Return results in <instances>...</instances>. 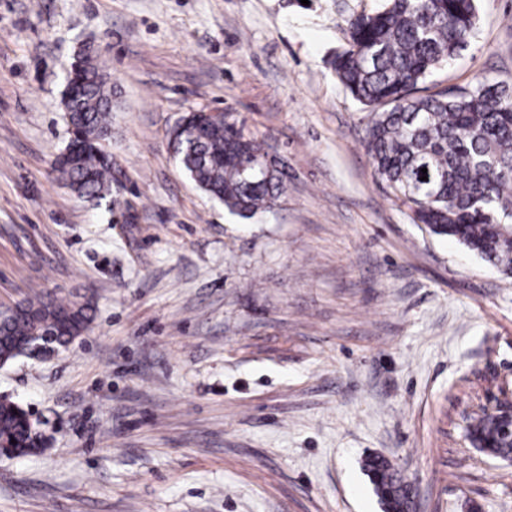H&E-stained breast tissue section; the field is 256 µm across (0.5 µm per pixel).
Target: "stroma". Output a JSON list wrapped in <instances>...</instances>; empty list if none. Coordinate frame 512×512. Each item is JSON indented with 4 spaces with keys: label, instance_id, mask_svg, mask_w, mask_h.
Listing matches in <instances>:
<instances>
[{
    "label": "stroma",
    "instance_id": "stroma-1",
    "mask_svg": "<svg viewBox=\"0 0 512 512\" xmlns=\"http://www.w3.org/2000/svg\"><path fill=\"white\" fill-rule=\"evenodd\" d=\"M381 0H0V310L92 301L65 351L0 368L42 452L0 456V512H512V462L467 417L512 382V279L414 222L378 177L372 117L329 65ZM423 86L512 85V0ZM112 84V196L52 170L80 45ZM236 112L284 174L243 219L180 169L168 131ZM364 470L385 512H409L413 503L411 489L389 460L369 456L365 459Z\"/></svg>",
    "mask_w": 512,
    "mask_h": 512
}]
</instances>
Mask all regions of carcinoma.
<instances>
[{
	"label": "carcinoma",
	"instance_id": "1",
	"mask_svg": "<svg viewBox=\"0 0 512 512\" xmlns=\"http://www.w3.org/2000/svg\"><path fill=\"white\" fill-rule=\"evenodd\" d=\"M478 20L476 0H384L379 10L348 20V48L333 66L353 98L371 108L367 154L414 221L512 277V88L479 81L456 93H420L433 71L471 43ZM62 105L74 138L53 163L57 180L81 199L112 196V158L102 146L112 87L104 65L86 49L71 64ZM199 120L192 110L169 130L183 172L241 218L270 210L285 184L276 166H263L264 141L230 122L209 124L199 137ZM25 308L0 312L1 367L68 347L93 319L88 301L41 297ZM38 333H53L56 341L30 342ZM26 414L0 398V450L15 457L41 451V434ZM502 430L499 417L485 410L469 424L477 450L512 461ZM364 470L384 512H409L411 489L389 460L369 456Z\"/></svg>",
	"mask_w": 512,
	"mask_h": 512
}]
</instances>
